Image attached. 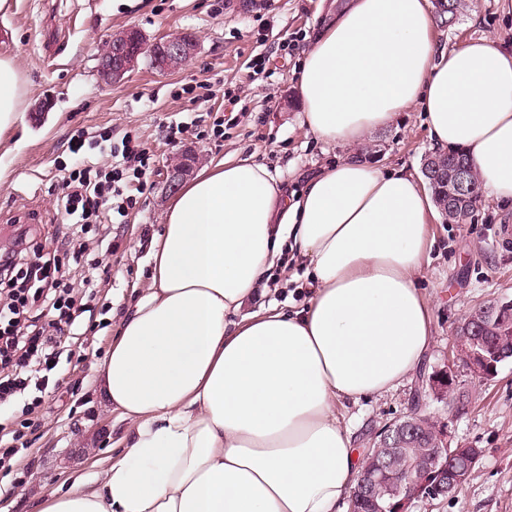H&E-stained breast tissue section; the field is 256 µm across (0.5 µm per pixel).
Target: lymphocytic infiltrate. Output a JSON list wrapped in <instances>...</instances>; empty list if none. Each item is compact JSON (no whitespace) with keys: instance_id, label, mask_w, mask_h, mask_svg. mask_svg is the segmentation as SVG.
Instances as JSON below:
<instances>
[{"instance_id":"1","label":"lymphocytic infiltrate","mask_w":512,"mask_h":512,"mask_svg":"<svg viewBox=\"0 0 512 512\" xmlns=\"http://www.w3.org/2000/svg\"><path fill=\"white\" fill-rule=\"evenodd\" d=\"M70 152L74 162L63 170L59 202L72 226L94 234L101 255L90 259L85 249L73 251L74 262L87 266L83 291L75 297L64 286L65 270L33 246L26 226H19L11 248L0 251V469L11 468L25 449L20 433L5 431L10 410L29 414L40 407L43 395L60 384L62 354L84 345L83 326L103 274L101 257L112 247L105 234L93 233L94 219L106 214L120 220L150 187L153 154L137 136L125 135L117 147L106 132L92 142L79 136Z\"/></svg>"}]
</instances>
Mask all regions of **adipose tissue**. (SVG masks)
I'll return each instance as SVG.
<instances>
[{"label": "adipose tissue", "mask_w": 512, "mask_h": 512, "mask_svg": "<svg viewBox=\"0 0 512 512\" xmlns=\"http://www.w3.org/2000/svg\"><path fill=\"white\" fill-rule=\"evenodd\" d=\"M435 27L430 0H349L319 21L299 67L302 123L357 145L421 109L434 149L462 151L484 199L510 205L512 49L451 48ZM22 104V77L0 55V149ZM435 210L413 173L356 159L293 192L247 158L181 185L150 244L151 286L92 367L101 404L127 424L123 452L33 512H340L362 459L336 406L421 364ZM295 265L303 306H254Z\"/></svg>", "instance_id": "ef3b65f1"}]
</instances>
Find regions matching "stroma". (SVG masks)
Here are the masks:
<instances>
[{"label":"stroma","instance_id":"obj_1","mask_svg":"<svg viewBox=\"0 0 512 512\" xmlns=\"http://www.w3.org/2000/svg\"><path fill=\"white\" fill-rule=\"evenodd\" d=\"M453 27L437 26V39L455 46L469 38L512 41V0H474ZM333 0H265L241 14L227 0H15L0 16V55L12 56L24 81L25 124L6 157L0 181V248L15 224L33 225L37 244L64 236L57 201L60 167L72 161L74 134L108 131L113 144L137 134L154 155L152 186L122 223L109 224L112 252L105 261L95 304L98 327L67 362L66 380L34 413L14 412L11 427L23 430L25 457L0 470V512H29L33 498L65 482L72 472L115 455L123 428L117 411L103 408L94 393L92 366L102 359L119 314L134 290L149 286L148 247L163 229L170 196L163 189L164 165L189 145L203 162L254 158L277 172L289 188L305 175L338 160L359 156L372 163L421 170L432 144L419 111L403 113L396 125L348 147L317 141L300 122L297 73L317 21ZM139 27L147 38L178 31L196 33V57L174 73L141 60L127 82L110 86L96 71V55L113 30ZM266 68L254 72L256 57ZM237 121L218 140L205 137L214 118ZM197 121L196 129L171 140L169 123ZM436 244L425 264L422 286L432 310L430 348L419 368L396 390L340 413L354 430L358 448L372 433L406 415L419 374L432 373L448 357V341L468 312L512 298V208L486 201L466 223L444 216L432 222ZM472 404L461 415L425 399L422 411L448 427L454 441L483 449L470 480L454 495L416 502L412 512H512V364L490 382L467 379Z\"/></svg>","mask_w":512,"mask_h":512}]
</instances>
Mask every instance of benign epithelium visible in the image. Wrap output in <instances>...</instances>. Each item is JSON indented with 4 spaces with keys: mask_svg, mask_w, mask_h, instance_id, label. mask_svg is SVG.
Here are the masks:
<instances>
[{
    "mask_svg": "<svg viewBox=\"0 0 512 512\" xmlns=\"http://www.w3.org/2000/svg\"><path fill=\"white\" fill-rule=\"evenodd\" d=\"M197 49L195 37L187 31L168 34L149 43L137 27H122L113 31L107 44L101 48L97 73L104 82L120 85L143 57L149 58L156 70L169 73L186 66ZM198 160V154L191 149L170 158L165 189L176 191ZM450 351L451 357L431 374L422 376L419 384L438 402L446 403L450 395H456L459 400L456 412L461 413L468 407L469 392L461 387L459 367H465L472 378L481 382L493 380L503 366L512 363V336H498L491 345L481 343L475 336H453ZM422 423L433 425L435 441L432 447L424 449V458L413 464L416 478L411 491L395 501L375 504L377 512H411L419 500L451 496L467 483L480 462L483 449L465 444L452 445L447 426L432 424L430 416L414 406L403 416V422L394 421L369 438V447L373 451L365 456L359 479L361 490L370 494L382 486L390 495L397 494L393 480L388 476L391 460L381 456V450L396 456L399 448L403 447V432L414 430Z\"/></svg>",
    "mask_w": 512,
    "mask_h": 512,
    "instance_id": "obj_1",
    "label": "benign epithelium"
}]
</instances>
